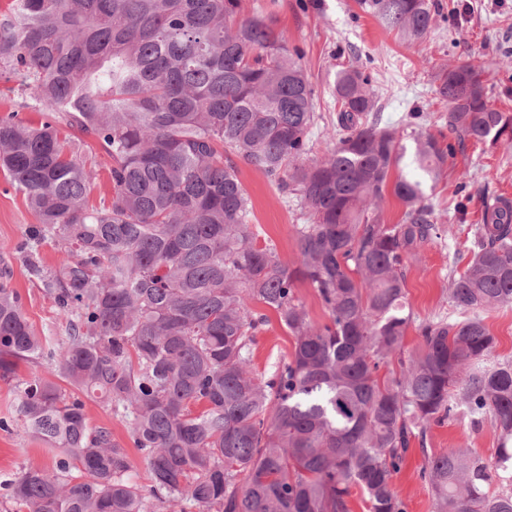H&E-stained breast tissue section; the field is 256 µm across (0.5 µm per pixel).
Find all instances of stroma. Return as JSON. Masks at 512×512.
I'll list each match as a JSON object with an SVG mask.
<instances>
[{"mask_svg": "<svg viewBox=\"0 0 512 512\" xmlns=\"http://www.w3.org/2000/svg\"><path fill=\"white\" fill-rule=\"evenodd\" d=\"M454 5L451 16L436 17L428 37L406 43L386 32L355 0H241V12L273 21L289 47L299 48L318 98L311 130L314 156L330 145L327 133L336 124L333 87L337 70L354 66L370 74L382 126H402L409 113H419L423 130L444 142H455L448 129V109L436 98V74L470 57L486 63L485 92L497 109L512 112V0H442ZM239 178L253 203L254 231L292 258L297 226L304 217L298 203L267 176L240 165ZM434 222L432 239L405 262L407 298L417 319L454 317L448 304L453 271L463 270L471 256L473 232L483 204L495 195L512 197V141L466 142L457 148L439 181L429 188ZM21 194L0 176V286L17 292L35 332L49 340L64 338L66 323L42 288L30 276L20 244L36 226ZM293 339L278 321L256 337L252 364L270 372L290 356ZM14 383L0 380V481L17 477L27 464L54 467L55 453L26 436L16 415ZM499 439L491 427H473L457 416L431 425L424 438L413 439L394 483L406 512H434L433 492L422 476L429 457L467 448L493 460Z\"/></svg>", "mask_w": 512, "mask_h": 512, "instance_id": "obj_1", "label": "stroma"}]
</instances>
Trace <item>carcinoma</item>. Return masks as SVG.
Listing matches in <instances>:
<instances>
[{"label":"carcinoma","mask_w":512,"mask_h":512,"mask_svg":"<svg viewBox=\"0 0 512 512\" xmlns=\"http://www.w3.org/2000/svg\"><path fill=\"white\" fill-rule=\"evenodd\" d=\"M385 29L425 38L438 0H356ZM485 61L439 72L458 143L512 138V113L486 98ZM6 91L45 116L0 117V173L39 227L21 244L31 275L65 318L53 346L19 297L0 288V378L19 363L54 365L16 382L25 432L61 453L4 484L15 512H404L393 483L411 441L462 412L491 426L493 462L467 449L429 459L435 512H512V360L482 313L512 305V199L487 203L472 258L452 277L462 314L415 321L404 260L438 235L425 180L455 145L406 122L380 127L369 75L336 73L331 148L312 159L316 91L303 54L240 0H10L0 13ZM95 141L112 195L89 204L82 155ZM414 143L424 179L393 172ZM307 209L294 260L250 228L236 160ZM404 205L384 223L387 186ZM52 242L70 260L39 262ZM308 283L328 312L314 322ZM294 338L291 358L258 374L252 349L268 316ZM415 327L421 343L405 350ZM399 371L379 374L392 357ZM71 388L121 417L144 466L89 425ZM297 293L313 321L318 323L327 322V310L321 304L313 288H311L308 284H299L297 287Z\"/></svg>","instance_id":"cac0c4a2"}]
</instances>
